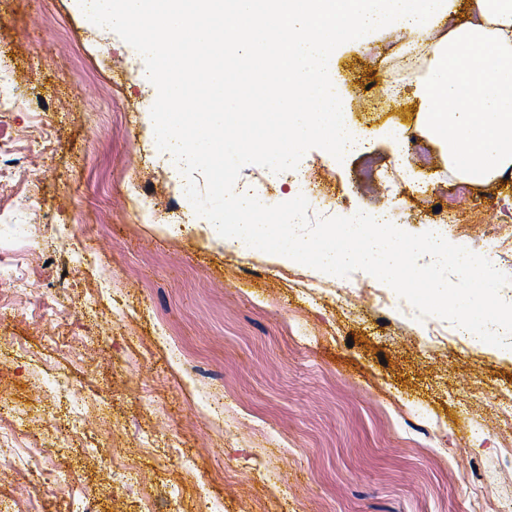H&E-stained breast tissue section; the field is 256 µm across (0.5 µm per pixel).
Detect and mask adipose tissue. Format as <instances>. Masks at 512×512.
Returning <instances> with one entry per match:
<instances>
[{
  "mask_svg": "<svg viewBox=\"0 0 512 512\" xmlns=\"http://www.w3.org/2000/svg\"><path fill=\"white\" fill-rule=\"evenodd\" d=\"M105 28L129 33L153 58L148 83H164L153 113L159 150L178 167L208 168L216 189L245 153L268 152L273 172L297 163L311 137L331 153L358 151L364 132L346 120L335 91L336 49L391 26L419 35L430 74L410 90L423 130L449 169L474 184L512 174V0H474L476 14L441 39L433 32L453 0H77ZM201 103L185 109L186 99ZM252 112H238L241 100Z\"/></svg>",
  "mask_w": 512,
  "mask_h": 512,
  "instance_id": "ef3b65f1",
  "label": "adipose tissue"
}]
</instances>
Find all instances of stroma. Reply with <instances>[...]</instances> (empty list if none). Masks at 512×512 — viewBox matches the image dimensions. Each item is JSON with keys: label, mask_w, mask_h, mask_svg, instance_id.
I'll return each mask as SVG.
<instances>
[{"label": "stroma", "mask_w": 512, "mask_h": 512, "mask_svg": "<svg viewBox=\"0 0 512 512\" xmlns=\"http://www.w3.org/2000/svg\"><path fill=\"white\" fill-rule=\"evenodd\" d=\"M75 0H0V59L19 104L0 140L19 164L0 209L21 224L0 308V406L15 435L60 466L49 491L25 462L0 466V512H477L512 500V357L418 316L377 278L331 277L229 249L202 226L186 179L155 152L163 88L133 36L100 32ZM409 30L383 28L336 50V93L362 149L343 158L305 140L294 170L245 166L235 191L266 205L315 182L313 218L387 211L410 234L434 212L452 244L512 276V181L450 173L421 128L419 103L389 82ZM406 133L403 162L387 137ZM373 159L374 174L360 169ZM162 221H154V214ZM60 294L53 314L42 295ZM68 375L69 399L52 385ZM82 414L78 431L59 415ZM127 465L125 483L112 469Z\"/></svg>", "instance_id": "35a3bbf8"}]
</instances>
